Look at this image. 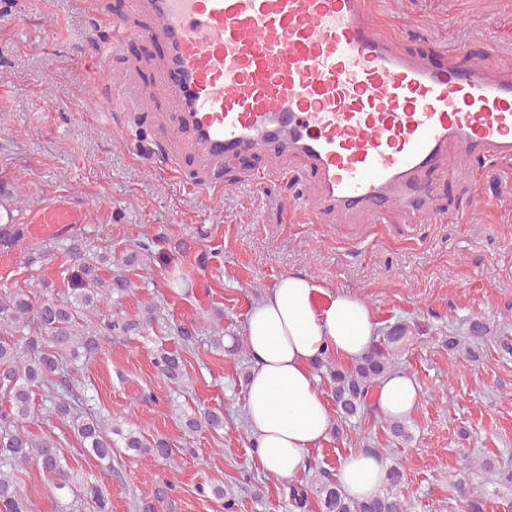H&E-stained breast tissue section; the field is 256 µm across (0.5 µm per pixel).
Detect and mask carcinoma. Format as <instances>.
<instances>
[{"mask_svg": "<svg viewBox=\"0 0 512 512\" xmlns=\"http://www.w3.org/2000/svg\"><path fill=\"white\" fill-rule=\"evenodd\" d=\"M22 239L17 224H0V250L13 249ZM154 240L138 239L119 255L94 253L78 234L58 239L38 250L37 257L48 261L62 252L68 268L62 291H47L38 299L21 288L0 287V512H32L33 503L21 491L23 477L17 471L35 465L51 477L58 491H82L94 512H112L110 497L87 475L74 481L75 472L62 453V444L51 435L34 434L35 399L42 407L68 423L84 452L101 461L112 460L117 442L106 434L105 420L90 411L86 399L75 391V379L69 366L79 359H89L110 340L144 336L160 324L158 305L148 304L135 315L112 303L113 294L130 288L131 280L112 267L140 269L153 260ZM106 310H101V307ZM410 329L404 325L390 328L372 349L352 367L333 366L327 357L317 368L325 370L337 416L341 421L363 420L367 415L370 389L377 380L392 372L400 351L409 341ZM157 373L173 385L185 382L184 358L174 351L161 349L153 358ZM186 427L196 432L203 427L224 428V414L204 411L188 417ZM122 447L140 455H153L173 461V449L163 438L149 439L138 429L114 427ZM404 472L388 470L383 489L374 497L358 502L342 493L333 473L315 472L313 484L320 512H404L400 488ZM463 512H485L487 495L462 481L453 483ZM284 495L294 509L307 506L305 487H285Z\"/></svg>", "mask_w": 512, "mask_h": 512, "instance_id": "1", "label": "carcinoma"}]
</instances>
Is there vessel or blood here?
<instances>
[{
  "mask_svg": "<svg viewBox=\"0 0 512 512\" xmlns=\"http://www.w3.org/2000/svg\"><path fill=\"white\" fill-rule=\"evenodd\" d=\"M168 46L165 92L196 132L202 167L228 153L291 152L337 209L413 214L448 146L512 159V79L394 48L368 0H147ZM154 94L124 79L125 111Z\"/></svg>",
  "mask_w": 512,
  "mask_h": 512,
  "instance_id": "1",
  "label": "vessel or blood"
}]
</instances>
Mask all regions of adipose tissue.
<instances>
[{
    "mask_svg": "<svg viewBox=\"0 0 512 512\" xmlns=\"http://www.w3.org/2000/svg\"><path fill=\"white\" fill-rule=\"evenodd\" d=\"M376 330L358 295L330 293L301 273L283 275L254 302L243 336L252 362L245 409L256 467L288 480L306 470L310 451L331 426L314 366L327 355L357 362L374 345ZM420 398L414 377L398 371L380 380L371 406L385 419L404 420ZM334 477L347 497L364 501L383 486L386 465L375 453L352 451L339 459Z\"/></svg>",
    "mask_w": 512,
    "mask_h": 512,
    "instance_id": "ef3b65f1",
    "label": "adipose tissue"
}]
</instances>
